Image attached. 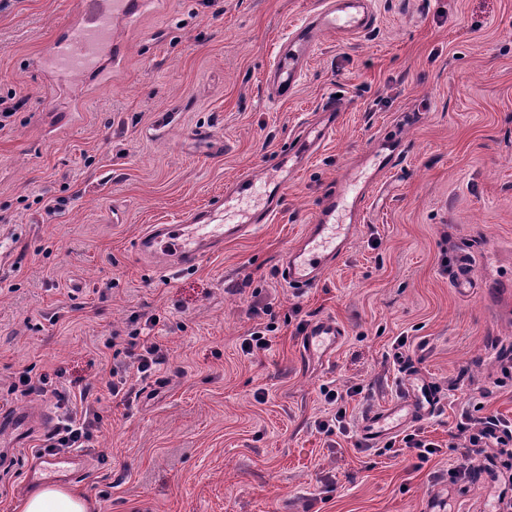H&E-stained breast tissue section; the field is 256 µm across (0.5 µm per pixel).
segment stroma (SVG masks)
Here are the masks:
<instances>
[{
	"label": "stroma",
	"mask_w": 512,
	"mask_h": 512,
	"mask_svg": "<svg viewBox=\"0 0 512 512\" xmlns=\"http://www.w3.org/2000/svg\"><path fill=\"white\" fill-rule=\"evenodd\" d=\"M315 2L149 0L119 21L99 69L69 83L47 51L72 0H0V99L22 101L0 123V410L56 420L55 399L10 392L28 367L89 389L101 422L66 486L93 512H425L431 496L487 512L506 473L490 448L486 479L433 478L463 460L448 445L462 412L512 419V0H373L371 29L324 36L295 95L271 101L275 47ZM330 102L336 134L273 223L176 273L137 256L148 225L267 172ZM411 112L422 119L347 252L318 286L288 287L280 259L323 195ZM257 301L277 329L246 355ZM144 312L170 361L125 402L106 388L105 344ZM321 318L344 341L303 356L297 324ZM399 336L410 364L394 356ZM410 365L442 393L422 424L437 455L380 456L315 430L322 387L361 386L367 400L347 403L358 418L398 397ZM36 459L0 447V512H22Z\"/></svg>",
	"instance_id": "35a3bbf8"
}]
</instances>
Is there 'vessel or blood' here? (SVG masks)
<instances>
[{
	"label": "vessel or blood",
	"mask_w": 512,
	"mask_h": 512,
	"mask_svg": "<svg viewBox=\"0 0 512 512\" xmlns=\"http://www.w3.org/2000/svg\"><path fill=\"white\" fill-rule=\"evenodd\" d=\"M81 19L70 24L51 49L54 68L63 81H70L97 68L100 49L111 39L116 20L135 16L142 0H80ZM375 13L371 0H319L304 22L297 25L277 46L266 72V88L273 100L292 98L324 34L354 35L371 28ZM324 115L304 120L295 134L281 146L276 165L278 175L263 179L243 176L225 190L202 216H180L178 227L153 224L136 240L135 252L143 258L155 257L164 240L175 251L173 269L189 268L229 241L251 235L262 224L271 223L282 208L288 175L315 158L333 139L340 123L335 105L323 108ZM400 147L379 145L374 171L369 176L344 179L341 190L323 197L298 244L286 252L280 275L290 287L307 289L318 285L325 271L346 252L354 233L367 213L379 182L394 169ZM345 331L332 319L312 323L301 338L307 355L326 356L343 342ZM442 398L432 382L418 371L406 374L398 399L363 413L359 432L365 445L389 440L413 423L432 417ZM8 429L16 441L28 439L30 419L22 413L0 416V430ZM46 473L66 480L79 471L78 456L50 458Z\"/></svg>",
	"instance_id": "1"
}]
</instances>
